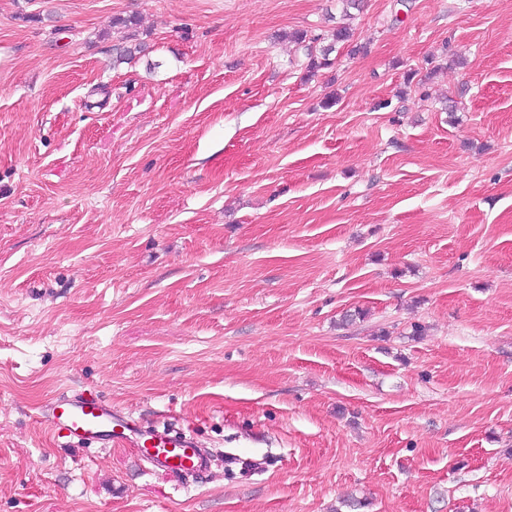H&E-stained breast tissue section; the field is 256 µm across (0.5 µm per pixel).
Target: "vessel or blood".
I'll use <instances>...</instances> for the list:
<instances>
[{
  "mask_svg": "<svg viewBox=\"0 0 512 512\" xmlns=\"http://www.w3.org/2000/svg\"><path fill=\"white\" fill-rule=\"evenodd\" d=\"M46 421L57 437L83 445L134 444L137 454L155 471L173 477L200 476L210 468L208 449L192 434L166 425L142 428L131 416L113 411L110 404L81 393L62 394L46 407Z\"/></svg>",
  "mask_w": 512,
  "mask_h": 512,
  "instance_id": "1",
  "label": "vessel or blood"
}]
</instances>
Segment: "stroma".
Listing matches in <instances>:
<instances>
[{
  "label": "stroma",
  "instance_id": "stroma-1",
  "mask_svg": "<svg viewBox=\"0 0 512 512\" xmlns=\"http://www.w3.org/2000/svg\"><path fill=\"white\" fill-rule=\"evenodd\" d=\"M0 512H512V0H0ZM289 37L300 45L307 59L306 70L314 75L321 69L328 68L332 65L330 59L331 53L335 49L336 42L345 41L349 38V31L346 27H340L331 34V41L326 45H320L325 42V38L320 35H311L308 31H294ZM130 44L122 47H116L113 51L112 65L113 68L119 67L121 64L127 63V61L135 59L137 56L145 52V43L139 41L135 34L130 35L126 39ZM45 418L55 436L70 442L88 446L133 445L153 471L171 477L205 475L210 469V451L199 448L190 432L165 423L142 430L136 419L112 411V405L96 396L59 395L46 406ZM126 430L138 434L139 440L129 441Z\"/></svg>",
  "mask_w": 512,
  "mask_h": 512
}]
</instances>
